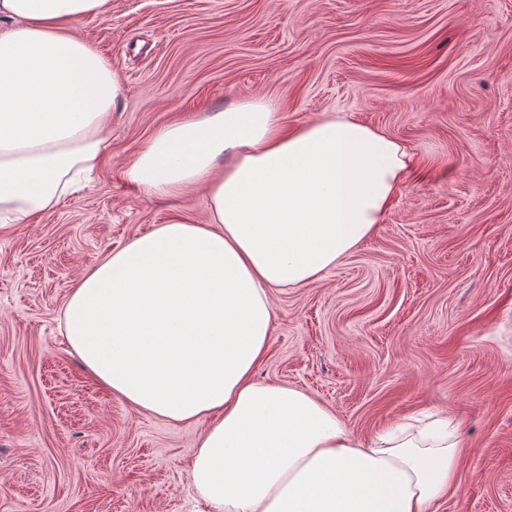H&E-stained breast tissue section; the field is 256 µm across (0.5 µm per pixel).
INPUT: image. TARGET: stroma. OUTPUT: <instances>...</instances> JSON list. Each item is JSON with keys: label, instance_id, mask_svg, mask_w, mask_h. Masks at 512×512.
Here are the masks:
<instances>
[{"label": "stroma", "instance_id": "stroma-1", "mask_svg": "<svg viewBox=\"0 0 512 512\" xmlns=\"http://www.w3.org/2000/svg\"><path fill=\"white\" fill-rule=\"evenodd\" d=\"M75 33L120 81L112 155L29 224H0V512H188L206 422L95 384L59 317L79 276L178 215L126 169L175 121L254 98L286 128L339 113L409 145L386 220L316 283L271 293L255 376L356 438L441 412L462 448L436 512H512V0H112Z\"/></svg>", "mask_w": 512, "mask_h": 512}]
</instances>
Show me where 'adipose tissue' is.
<instances>
[{
  "mask_svg": "<svg viewBox=\"0 0 512 512\" xmlns=\"http://www.w3.org/2000/svg\"><path fill=\"white\" fill-rule=\"evenodd\" d=\"M112 0H0V223L53 209L112 153L120 85L77 36ZM408 147L335 114L290 131L267 99L174 122L126 175L155 196L206 186L179 216L82 275L64 336L104 390L173 423L207 421L190 477L204 512H433L456 488L451 422L363 441L308 394L257 381L271 292L317 282L382 224Z\"/></svg>",
  "mask_w": 512,
  "mask_h": 512,
  "instance_id": "1",
  "label": "adipose tissue"
}]
</instances>
